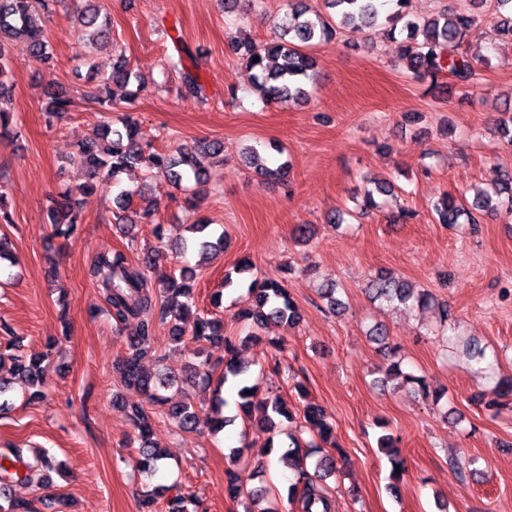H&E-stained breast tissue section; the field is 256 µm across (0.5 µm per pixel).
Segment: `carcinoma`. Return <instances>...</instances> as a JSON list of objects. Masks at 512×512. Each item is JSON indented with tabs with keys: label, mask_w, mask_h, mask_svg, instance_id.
I'll return each instance as SVG.
<instances>
[{
	"label": "carcinoma",
	"mask_w": 512,
	"mask_h": 512,
	"mask_svg": "<svg viewBox=\"0 0 512 512\" xmlns=\"http://www.w3.org/2000/svg\"><path fill=\"white\" fill-rule=\"evenodd\" d=\"M57 0H0V130L15 126V113L12 108L13 85L6 81L10 72L8 44L11 40L23 37L30 45L33 57L42 64L53 59L50 42L44 32L34 24V16L42 11L52 12ZM395 9L385 18L388 27L385 37L391 47L410 62L415 78L437 82L438 78L448 79V88L466 89L477 80V69L463 45L477 24L475 15L466 9L456 11L446 8L434 16L424 19H410L406 8L408 0H392ZM380 0H316L312 6L306 0L289 3L290 13L277 26L275 37L259 46L251 42L231 45L232 50L241 55L247 68L253 71V88L265 104L299 103L308 99L306 82L312 77L315 60L304 48L315 41H323L347 29L376 27L380 19ZM79 25L86 37L96 43L111 38L110 20L101 19L98 4H89L80 13ZM259 57L253 61V57ZM171 68L182 75V95L187 99L204 97L205 89L197 74L191 72L182 56L168 57ZM132 71L125 58H120L112 66L108 76L100 74L94 64L88 65V80L100 79L102 85L112 83L117 86L129 85ZM75 102L68 94L53 96L46 112L53 120L60 122L73 111ZM137 122L132 116H126L121 127L102 125L77 144L76 157L89 171V181L76 189L63 193V198L54 203L51 211L53 236L66 238L77 229V220L72 196L75 192L87 193L104 182L117 184L119 176L143 162V151L138 147L135 137ZM221 146L217 142L208 143L198 149L172 156L156 153L149 157L156 173L170 178L178 187L183 182L194 179L201 184L207 175L205 162L220 154ZM291 166L284 161L277 165L260 167V173L280 182L289 180ZM489 211L496 214L500 208L491 193H483L468 203L451 193L446 194L435 206L438 223L453 225L463 216L474 224V212ZM192 236L182 239L176 246L183 252H192L202 259L224 251V234H216L211 225L198 221L191 226ZM157 264V254L146 252L137 263L129 261L120 252H104L95 256L92 273L99 286L104 290L105 301L112 312V318L120 324L137 321L136 330L127 337L128 352L116 364L115 372L122 386L136 389L144 395L150 406L166 407L167 416L185 432L195 426V415L189 402L171 404L165 391L175 385H193L196 382L208 386L212 378V369L204 359L190 367L182 377L171 375H152L145 372L142 360L150 352V342L156 325L143 319V315L154 304L158 294H163L165 311L162 322L168 325V332L176 344L189 338L196 343L224 346L228 358L224 360V373L220 377V386L230 381L237 382L236 407L244 417H250L252 408L263 411L260 424L269 430L278 428L279 421L292 422V412L277 396L270 395L258 402L254 401L256 385H251L245 376V370L234 355L232 340L224 336V321L217 314L203 313L196 308L192 288L187 281L194 277L192 268L183 269L179 276L168 275L154 285L148 273ZM375 295L388 301H398L411 307H424L429 304L431 295L417 291L403 280L391 275H382L371 284ZM247 303L237 317L247 321L255 328L269 320L296 323L300 319L299 308L281 281L275 278L252 280L247 288ZM60 341L47 343L46 351L30 360L18 354L10 355L13 361L12 373L25 381L29 389V399L40 400L45 397L48 365L46 361L52 351L59 347ZM405 379L418 385V393L423 399L434 404L440 402L443 393L432 391L421 378L405 376ZM494 398L486 406L495 408L501 405L499 399L512 394V379L502 380L493 390ZM129 419L137 431L139 441V471L152 473L158 463L167 458V454L155 447L151 441V419L147 410L136 406L129 411ZM306 428L326 444L331 439L333 427L326 421L324 411L316 404L308 403L303 409ZM291 443L285 449L281 459L294 470L293 483L288 500L297 503L300 512H336L335 500L319 486L336 470V461L331 453H326L314 462H308L311 453L302 452L298 440L288 436ZM9 461L4 465L3 461ZM54 463L48 452L39 448L10 447L0 453V512H31L29 504L12 497L11 486L25 484L37 486L49 478ZM225 496L238 499L243 494L242 485L236 474L224 472ZM267 491L258 489L249 495L250 504L244 512H276L262 506Z\"/></svg>",
	"instance_id": "cac0c4a2"
}]
</instances>
